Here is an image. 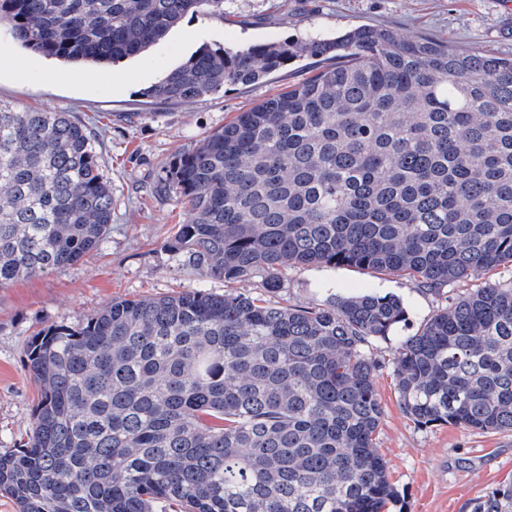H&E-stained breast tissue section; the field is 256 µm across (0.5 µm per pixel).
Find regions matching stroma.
<instances>
[{"label":"stroma","instance_id":"obj_1","mask_svg":"<svg viewBox=\"0 0 512 512\" xmlns=\"http://www.w3.org/2000/svg\"><path fill=\"white\" fill-rule=\"evenodd\" d=\"M358 25L386 26L448 42L459 51L512 58V0H224L223 15H187L147 51L105 67H81L18 45L0 24V100L15 110L67 112L102 139V172L112 185V228L99 250L57 271L0 288V448L24 444L37 387L25 356L27 340L60 322L76 324L115 298H151L182 291L223 293V281L201 275L171 246L189 217L167 171L181 153L237 113L306 80L318 63L301 57L251 86L228 85L188 105L145 91L203 47L336 36ZM477 280L443 296L409 280L355 268L299 266L284 274L281 299L315 306L334 295L395 294L407 318L372 356L383 415L377 447L397 491L388 512H471L475 499L512 480V433L461 424L414 422L401 409L390 365L401 340Z\"/></svg>","mask_w":512,"mask_h":512}]
</instances>
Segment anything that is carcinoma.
I'll list each match as a JSON object with an SVG mask.
<instances>
[{
	"label": "carcinoma",
	"mask_w": 512,
	"mask_h": 512,
	"mask_svg": "<svg viewBox=\"0 0 512 512\" xmlns=\"http://www.w3.org/2000/svg\"><path fill=\"white\" fill-rule=\"evenodd\" d=\"M224 0H0L23 46L109 64ZM305 81L238 113L167 172L190 219L174 248L237 283L350 267L448 286L512 269V59L358 26L333 38L201 49L146 91L186 104L302 56ZM112 187L86 126L0 103V287L105 242ZM393 295L313 307L202 290L112 301L26 345L40 398L23 448H0L18 512H385L376 338ZM421 424L512 432V276L452 300L393 361ZM473 512H512V483Z\"/></svg>",
	"instance_id": "obj_1"
}]
</instances>
